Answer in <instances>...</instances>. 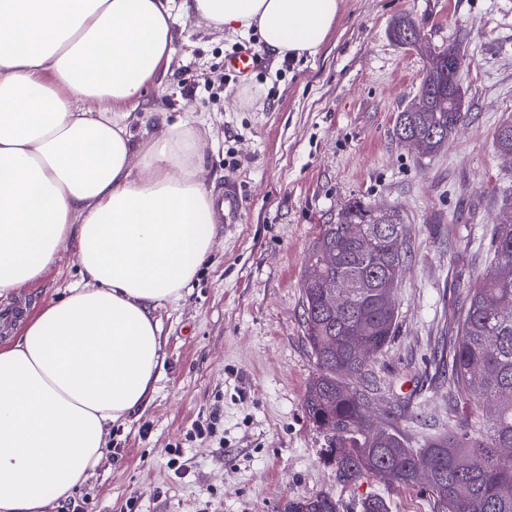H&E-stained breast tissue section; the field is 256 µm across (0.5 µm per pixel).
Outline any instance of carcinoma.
Segmentation results:
<instances>
[{"mask_svg":"<svg viewBox=\"0 0 512 512\" xmlns=\"http://www.w3.org/2000/svg\"><path fill=\"white\" fill-rule=\"evenodd\" d=\"M448 96V109L398 113L396 138L403 131L429 139V154L436 153L467 117L462 85L446 73L429 68L418 94ZM499 153H512V119L503 121L494 136ZM393 224L400 233L397 250L365 251L352 240L346 223L377 221ZM336 251V265L322 266L319 255ZM492 259L477 282L468 286L457 302L454 332L433 352L437 374L448 382V395L473 409L488 410L477 432H448L421 448L411 447L398 428L400 408L377 420L372 392L366 385L369 367L398 333L396 307L382 300L385 288H397L398 269L408 258L407 227L402 215L389 207L351 200L334 224H324L305 260L302 275L305 340L315 357L316 376L310 382L304 408L328 442L330 462L343 484L373 475L388 484L419 486L416 468L425 464L435 473L438 486H426L441 512H512V460L501 458L512 450V224L496 226L491 241ZM355 276L366 283L359 295L334 308L325 293L336 287V278ZM368 335H357L359 326ZM368 346L370 358L356 355L358 343ZM484 458L480 469L472 459ZM362 512H391L380 495L364 499ZM287 512H337L336 500L323 495L288 503Z\"/></svg>","mask_w":512,"mask_h":512,"instance_id":"cac0c4a2","label":"carcinoma"}]
</instances>
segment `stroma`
<instances>
[{
    "mask_svg": "<svg viewBox=\"0 0 512 512\" xmlns=\"http://www.w3.org/2000/svg\"><path fill=\"white\" fill-rule=\"evenodd\" d=\"M421 21L429 49L461 41L468 117L434 156L395 137L430 63L393 42L388 25ZM170 69L141 104L135 134L160 135L187 111L210 131L202 180L218 209L212 251L175 305L157 308L163 361L147 406L109 428L106 455L54 512H284L289 501L329 494L338 512H360L380 494L392 512H436L417 489L367 475L343 486L325 460V434L304 395L317 372L304 339L301 276L321 225L355 197L400 211L409 257L395 292L399 332L369 379L379 412L404 409L411 447L470 411L450 402L432 349L447 335L455 290L489 259L512 167L493 136L512 118V0H342L313 59L275 62L256 37L230 40L178 18ZM250 48L258 67L239 76L225 60ZM78 278L73 246L37 280L0 297L37 315Z\"/></svg>",
    "mask_w": 512,
    "mask_h": 512,
    "instance_id": "1",
    "label": "stroma"
}]
</instances>
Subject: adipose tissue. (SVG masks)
<instances>
[{
  "label": "adipose tissue",
  "instance_id": "ef3b65f1",
  "mask_svg": "<svg viewBox=\"0 0 512 512\" xmlns=\"http://www.w3.org/2000/svg\"><path fill=\"white\" fill-rule=\"evenodd\" d=\"M341 0H0V295L73 243L80 279L0 348V512H48L84 485L162 361L155 310L207 260L205 119L135 139L177 15L316 56Z\"/></svg>",
  "mask_w": 512,
  "mask_h": 512
}]
</instances>
